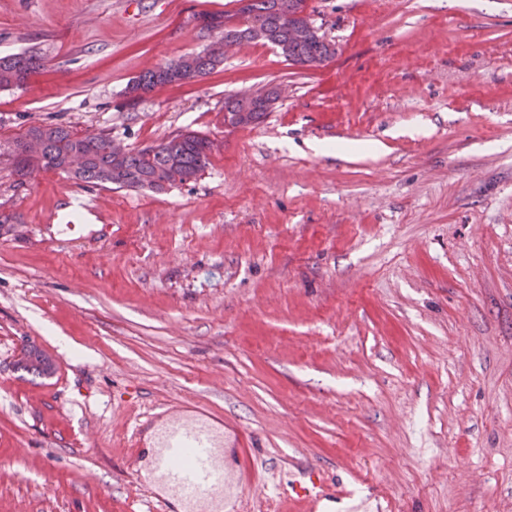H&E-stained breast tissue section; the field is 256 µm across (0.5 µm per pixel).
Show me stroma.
I'll use <instances>...</instances> for the list:
<instances>
[{
  "mask_svg": "<svg viewBox=\"0 0 512 512\" xmlns=\"http://www.w3.org/2000/svg\"><path fill=\"white\" fill-rule=\"evenodd\" d=\"M236 7L0 0V56L43 58L0 89V144L42 122L220 144L162 192L0 164V512H160L139 464L178 411L238 427L246 512H280L295 459L334 512H512V0H308L332 59L246 42L128 100ZM29 345L52 375L17 369ZM187 59H192L194 62L195 66L191 71L182 70ZM223 64L224 55L222 59H219L207 46L198 53L170 60L132 79L127 84L126 95L130 100L136 101L159 86L184 85L196 82ZM277 100L275 91H267L256 94L253 99V105L250 109L249 116L242 119L239 112L241 107L236 98H228L224 101V117H228L227 127H247L259 124L267 115V112Z\"/></svg>",
  "mask_w": 512,
  "mask_h": 512,
  "instance_id": "stroma-1",
  "label": "stroma"
}]
</instances>
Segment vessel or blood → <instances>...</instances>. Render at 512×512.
Returning <instances> with one entry per match:
<instances>
[{
  "instance_id": "obj_1",
  "label": "vessel or blood",
  "mask_w": 512,
  "mask_h": 512,
  "mask_svg": "<svg viewBox=\"0 0 512 512\" xmlns=\"http://www.w3.org/2000/svg\"><path fill=\"white\" fill-rule=\"evenodd\" d=\"M228 446V432L213 426L206 415L165 421L155 433V478L173 497L192 504V512H241L256 469L250 464L225 465ZM291 489L288 501L297 512H315L329 497L319 471L310 467Z\"/></svg>"
}]
</instances>
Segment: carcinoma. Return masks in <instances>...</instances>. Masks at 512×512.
Here are the masks:
<instances>
[{"instance_id": "carcinoma-1", "label": "carcinoma", "mask_w": 512, "mask_h": 512, "mask_svg": "<svg viewBox=\"0 0 512 512\" xmlns=\"http://www.w3.org/2000/svg\"><path fill=\"white\" fill-rule=\"evenodd\" d=\"M239 7L222 15L203 19L204 27L219 29L224 36H232L238 42L261 40L278 48L292 64L313 67L335 55L334 44L317 32L302 42L290 39V26L303 20L307 11V0H237ZM38 52L29 50L0 57V89L19 87L29 76L40 68ZM224 60L216 57L210 48L173 59L132 79L126 87V95L132 100L159 86L184 85L196 82L216 68ZM276 101V93L267 91L254 96L253 105L247 118L240 115L237 99L224 101V115L228 126L247 127L259 124ZM37 135L43 139L44 148L40 155L30 156L25 151L26 140ZM111 134L100 132L89 139L58 124H34L16 137L7 155V164L18 180H23L32 166L58 171L67 156L81 149L87 156L85 166L72 178L76 185H96L127 189H149L162 191L169 164L178 162L184 172L185 181L199 176L207 167L214 150L207 136L186 131L171 136L153 146L150 153L142 148L131 149L121 161L112 158L109 149ZM19 368L38 375H50L54 365L48 357L35 348L24 352V358L17 362Z\"/></svg>"}]
</instances>
